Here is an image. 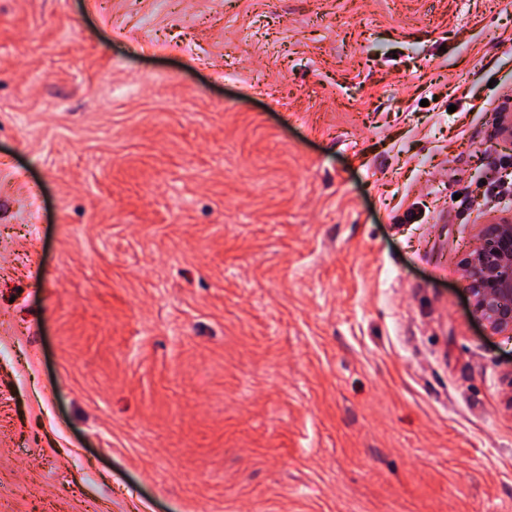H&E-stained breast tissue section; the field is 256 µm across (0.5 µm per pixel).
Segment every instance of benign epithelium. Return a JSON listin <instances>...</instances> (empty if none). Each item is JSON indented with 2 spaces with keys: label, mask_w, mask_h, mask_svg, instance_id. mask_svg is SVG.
Listing matches in <instances>:
<instances>
[{
  "label": "benign epithelium",
  "mask_w": 512,
  "mask_h": 512,
  "mask_svg": "<svg viewBox=\"0 0 512 512\" xmlns=\"http://www.w3.org/2000/svg\"><path fill=\"white\" fill-rule=\"evenodd\" d=\"M475 315L491 335H512V218L484 224L464 262Z\"/></svg>",
  "instance_id": "benign-epithelium-1"
}]
</instances>
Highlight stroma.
Here are the masks:
<instances>
[{
  "mask_svg": "<svg viewBox=\"0 0 512 512\" xmlns=\"http://www.w3.org/2000/svg\"><path fill=\"white\" fill-rule=\"evenodd\" d=\"M512 0H0V512H512ZM475 315L492 335H512V218L484 224L464 262Z\"/></svg>",
  "mask_w": 512,
  "mask_h": 512,
  "instance_id": "1",
  "label": "stroma"
}]
</instances>
